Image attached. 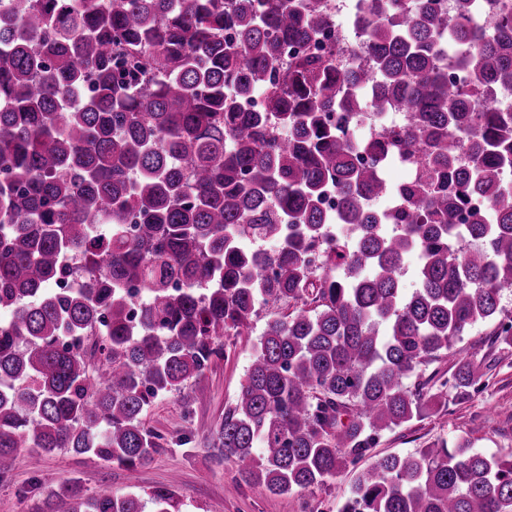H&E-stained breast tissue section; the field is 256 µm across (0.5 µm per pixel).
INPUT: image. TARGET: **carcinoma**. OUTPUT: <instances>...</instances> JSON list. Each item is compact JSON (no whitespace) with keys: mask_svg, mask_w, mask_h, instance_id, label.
Listing matches in <instances>:
<instances>
[{"mask_svg":"<svg viewBox=\"0 0 512 512\" xmlns=\"http://www.w3.org/2000/svg\"><path fill=\"white\" fill-rule=\"evenodd\" d=\"M368 0L370 66L306 45L323 0H9L0 11V476L66 448L136 472L146 421L274 312L212 447L293 495L470 396L422 367L476 326L512 346V0ZM461 76L457 82L455 76ZM261 98L246 112L241 101ZM412 113L374 141L342 120ZM414 176L373 212L381 171ZM336 209L323 208L325 195ZM350 235L330 239L326 227ZM274 242L273 250L246 243ZM415 252L409 293L402 278ZM81 264L77 288L57 287ZM144 290L133 320L130 287ZM37 512H181L175 491L46 492ZM341 512H512V455L438 440L355 476Z\"/></svg>","mask_w":512,"mask_h":512,"instance_id":"1","label":"carcinoma"}]
</instances>
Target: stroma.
I'll return each instance as SVG.
<instances>
[{
    "label": "stroma",
    "instance_id": "35a3bbf8",
    "mask_svg": "<svg viewBox=\"0 0 512 512\" xmlns=\"http://www.w3.org/2000/svg\"><path fill=\"white\" fill-rule=\"evenodd\" d=\"M265 323V317H258L248 335L230 339L223 358L215 360L201 380L205 397L188 390L166 396L152 407L150 424L170 437L188 436L187 445L163 450L134 474L106 462L84 465L66 451L44 456L36 465L27 453H19L12 470L0 478V512H33L44 487L76 478L83 490L105 486L116 495L169 488L178 494L184 512H303L306 501L315 512H339L353 469L342 471L307 499L297 494L276 497L248 486L233 494L229 488L238 476L237 465L215 459L208 432L234 401ZM494 328L491 322L479 325L456 345L458 357L482 360L486 384L477 386L467 399L449 400L447 415L430 416L383 435L367 461L387 453H412L439 438L452 444L467 440L470 448L488 456L512 453V418L504 413L512 407V348L493 342Z\"/></svg>",
    "mask_w": 512,
    "mask_h": 512
}]
</instances>
